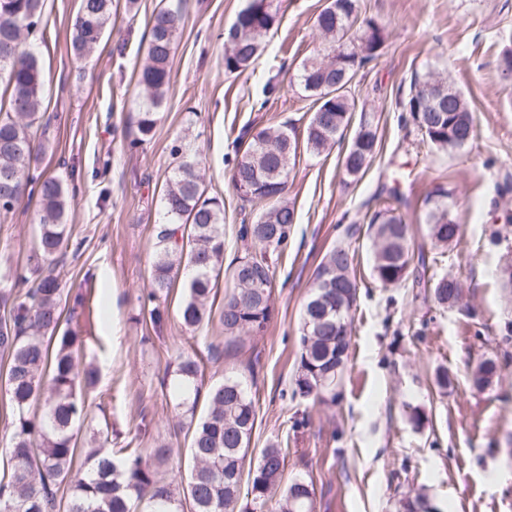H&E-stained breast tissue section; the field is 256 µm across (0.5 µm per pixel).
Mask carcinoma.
<instances>
[{"instance_id":"obj_1","label":"carcinoma","mask_w":512,"mask_h":512,"mask_svg":"<svg viewBox=\"0 0 512 512\" xmlns=\"http://www.w3.org/2000/svg\"><path fill=\"white\" fill-rule=\"evenodd\" d=\"M44 0H0V211L15 208L26 192L39 205V235L29 256L28 273L18 272L8 288L0 287V353L6 355L4 377L8 411L0 421L11 429V446L0 468V512H58L53 486L70 484L66 512H181L182 500L172 483L158 477L171 449H154V461L136 448L88 453L85 466L74 468L76 435L87 419L82 391L98 382V370L85 359V296L61 323V283L55 269L69 241L68 197L63 181L39 171L32 128L42 118L45 77L35 48L44 41L40 29ZM112 18V0H80L73 23V53L84 56L100 44ZM180 8L168 4L153 16L137 86L145 95L138 118V141L151 139L168 90L171 55L180 27ZM278 23L274 0H246L224 34V70L240 74L265 49L263 37ZM315 25L326 54L302 64L300 83L314 98L305 127L306 148L316 154L331 149L351 120L354 99L350 80L375 59L384 44L382 27L362 15L359 0H329ZM400 120L410 123L437 149L459 150L476 137L468 102L445 77L427 75L414 83L402 103ZM378 124L363 119L341 159L345 175L360 179L373 162ZM298 154L295 125L254 127L240 142L232 183L257 210L239 237L251 242L228 266L231 291L220 321L225 347L233 349L246 335L263 334L272 317L274 259L283 256L296 224L293 206L284 201ZM450 192L434 189L423 214L427 237L435 249L458 243L461 225L448 207ZM163 203L167 221L155 235L156 261L151 274L152 302L164 295L180 269L190 270L180 317L190 330L199 328L224 261V203L206 196L195 165L182 160L173 167ZM374 252L372 275L383 286L411 282L425 288L443 308L459 305L463 289L450 276L425 278V245L414 241L412 225L396 208L369 217ZM349 246L337 243L324 256L310 285L299 337L296 392L319 400H336V386L346 367L351 312L358 284ZM497 372L495 361L480 363L472 375L478 389ZM174 408L189 419L191 465L183 495L190 512H264L277 492L286 449L272 443L244 471L256 421V403L242 375H226L207 393L206 412L195 418L203 381L196 355L179 353L172 370ZM248 478H243V474ZM250 506L238 510L242 482ZM280 512H313L312 483L300 477L282 491Z\"/></svg>"}]
</instances>
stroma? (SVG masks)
Returning <instances> with one entry per match:
<instances>
[{"label": "stroma", "instance_id": "stroma-1", "mask_svg": "<svg viewBox=\"0 0 512 512\" xmlns=\"http://www.w3.org/2000/svg\"><path fill=\"white\" fill-rule=\"evenodd\" d=\"M327 2L277 0L279 25L265 53L248 71L228 75L224 30L245 0H184L173 82L152 139L135 148L143 101L136 74L146 58L147 22L161 0H113L112 25L88 58L70 50L79 0H45L41 167L78 188L68 207L72 248L58 272L63 300L79 293L88 299L86 359L99 374L83 394L88 417L77 455L85 457L95 436L147 457L165 443L175 459H187L190 437L177 425L167 367L177 353H194L203 359L207 387L254 364L251 452L272 442L287 448L281 482L312 481L314 512H404V500L419 492L433 512H512V342L499 334L512 321V288L496 277L512 239L489 242L504 211H512V87L499 69L502 52L512 48V0H361L385 42L358 71L352 95L356 112L378 124L379 151L364 176L349 183L339 163L342 145L318 156L300 150L287 193L297 222L276 267L265 335L224 352V277L201 328L188 330L179 318L181 276L157 322L142 318L172 145L197 163L207 196L223 201L224 260L232 262L243 248L237 230L255 216L232 184L237 140L252 126L290 120L305 128L314 107L298 73L325 49L314 20ZM429 72L464 94L477 125L476 139L452 153L399 121L400 101ZM270 81L279 86L272 96L265 93ZM396 184L410 202L404 214L420 243L425 198L439 185L452 190L448 205L462 226L460 242L427 273L458 278L468 309H443L410 284L385 288L374 280L368 211ZM38 225L33 199L0 214V276L25 267ZM352 225L359 290L348 362L335 402L323 404L295 391L301 315L323 255ZM487 359L498 372L490 386L475 389L472 373ZM442 369L450 377L444 390L435 384Z\"/></svg>", "mask_w": 512, "mask_h": 512}]
</instances>
